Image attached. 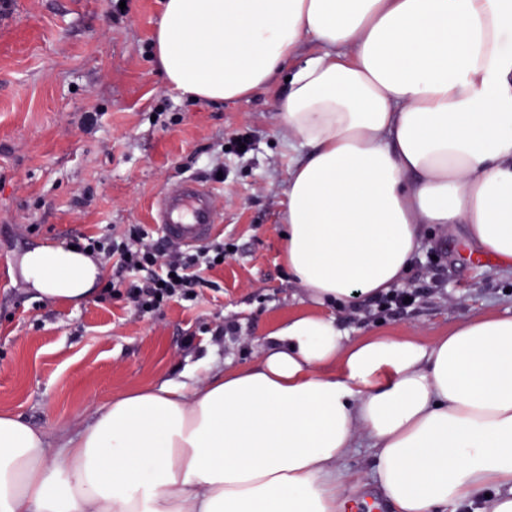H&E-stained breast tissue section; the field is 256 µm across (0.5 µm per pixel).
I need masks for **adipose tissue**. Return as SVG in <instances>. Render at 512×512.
<instances>
[{"instance_id":"adipose-tissue-1","label":"adipose tissue","mask_w":512,"mask_h":512,"mask_svg":"<svg viewBox=\"0 0 512 512\" xmlns=\"http://www.w3.org/2000/svg\"><path fill=\"white\" fill-rule=\"evenodd\" d=\"M154 53L214 102L292 67L281 259L316 304L400 285L427 224L512 267V0H162ZM22 270L74 303L100 276L61 247ZM360 437L395 512H512V317L426 341L299 312L256 364L132 389L56 453L0 414V512H344Z\"/></svg>"}]
</instances>
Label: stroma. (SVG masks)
<instances>
[{"mask_svg": "<svg viewBox=\"0 0 512 512\" xmlns=\"http://www.w3.org/2000/svg\"><path fill=\"white\" fill-rule=\"evenodd\" d=\"M161 0H0V412L47 433L53 447L92 423L112 398L154 382L200 384L212 364L259 360L265 337L311 305L281 261L291 155L277 104L284 76L227 102L194 100L165 82L153 57ZM246 138L247 153L235 144ZM224 179L210 180L214 167ZM191 177L214 193L218 238L234 247L190 308L140 316L93 296H41L24 254L78 232L153 227L160 192ZM462 225L426 226L404 285L419 290L398 316L376 300L322 306L351 335L431 338L460 317L512 316V268L473 258ZM228 325L215 335L217 324ZM351 500L394 512L372 451L341 462Z\"/></svg>", "mask_w": 512, "mask_h": 512, "instance_id": "35a3bbf8", "label": "stroma"}]
</instances>
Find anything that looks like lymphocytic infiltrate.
I'll list each match as a JSON object with an SVG mask.
<instances>
[{
	"mask_svg": "<svg viewBox=\"0 0 512 512\" xmlns=\"http://www.w3.org/2000/svg\"><path fill=\"white\" fill-rule=\"evenodd\" d=\"M70 243L77 251L110 266L109 292L129 301L139 314H152L172 301L193 302L211 287L206 271L226 258L223 241L187 250L150 235L144 225L129 224L104 234H79Z\"/></svg>",
	"mask_w": 512,
	"mask_h": 512,
	"instance_id": "1",
	"label": "lymphocytic infiltrate"
}]
</instances>
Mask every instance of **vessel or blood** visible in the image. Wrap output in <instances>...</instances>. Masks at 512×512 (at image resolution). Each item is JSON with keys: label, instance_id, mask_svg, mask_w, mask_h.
Here are the masks:
<instances>
[{"label": "vessel or blood", "instance_id": "1", "mask_svg": "<svg viewBox=\"0 0 512 512\" xmlns=\"http://www.w3.org/2000/svg\"><path fill=\"white\" fill-rule=\"evenodd\" d=\"M154 221L175 243L185 247L205 244L212 239L216 228L214 197L196 180L179 181L162 193Z\"/></svg>", "mask_w": 512, "mask_h": 512}]
</instances>
